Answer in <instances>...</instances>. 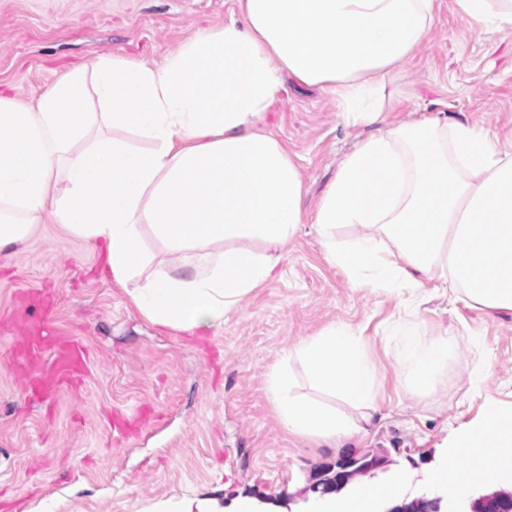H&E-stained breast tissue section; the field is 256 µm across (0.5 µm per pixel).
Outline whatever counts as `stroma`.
<instances>
[{"label": "stroma", "mask_w": 512, "mask_h": 512, "mask_svg": "<svg viewBox=\"0 0 512 512\" xmlns=\"http://www.w3.org/2000/svg\"><path fill=\"white\" fill-rule=\"evenodd\" d=\"M237 0H0V93L32 104L57 79L107 56L162 61L223 24ZM386 122L448 117L512 145V29L468 25L457 0H435L425 42L392 84ZM265 123L298 165L314 211L345 154L367 132L347 126L326 90L281 75ZM273 278L191 336L152 324L115 284L105 253L57 224L0 259V512H164L189 496L233 512H293L317 471L340 455L387 460L363 482L396 495L438 490L441 446L490 403L512 405V312L490 313L427 282L421 297L353 288L312 225L282 250ZM49 319L90 354L79 387L34 394L14 369L17 322ZM447 335L457 353L434 391L415 396L397 373L412 361L393 320ZM361 332L380 370L369 434L330 448L292 436L266 392L269 368L330 323ZM407 480L394 482V471Z\"/></svg>", "instance_id": "35a3bbf8"}]
</instances>
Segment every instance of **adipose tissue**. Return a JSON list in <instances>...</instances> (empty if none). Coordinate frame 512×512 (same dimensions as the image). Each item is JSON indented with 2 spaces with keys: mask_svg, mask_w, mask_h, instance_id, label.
Instances as JSON below:
<instances>
[{
  "mask_svg": "<svg viewBox=\"0 0 512 512\" xmlns=\"http://www.w3.org/2000/svg\"><path fill=\"white\" fill-rule=\"evenodd\" d=\"M467 22L512 28V0H458ZM241 18L186 41L164 63L115 56L63 76L24 105L0 95V258L36 225L104 243L131 300L179 332L221 328L280 263L304 221L356 288L393 291L437 279L490 312L512 311V152L477 126L423 118L387 126L394 72L426 39L434 0H243ZM328 89L346 124L372 133L345 155L313 218L299 169L263 121L280 73ZM360 228L355 237L348 228ZM174 263L152 276L143 240ZM394 334L414 359L405 374L428 394L452 357L419 324ZM347 415L295 395L283 366L267 390L288 433L339 445L368 433L379 370L362 337L331 324L292 352ZM512 449V407L467 429L437 471L463 488Z\"/></svg>",
  "mask_w": 512,
  "mask_h": 512,
  "instance_id": "1",
  "label": "adipose tissue"
}]
</instances>
